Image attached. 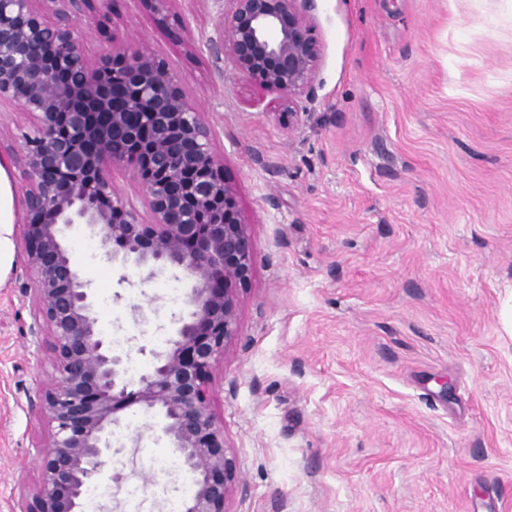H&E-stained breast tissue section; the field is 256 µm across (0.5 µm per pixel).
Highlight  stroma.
<instances>
[{
	"instance_id": "obj_1",
	"label": "stroma",
	"mask_w": 512,
	"mask_h": 512,
	"mask_svg": "<svg viewBox=\"0 0 512 512\" xmlns=\"http://www.w3.org/2000/svg\"><path fill=\"white\" fill-rule=\"evenodd\" d=\"M172 11L175 33L112 0L86 48L137 38L176 71L251 237L211 384L240 478L228 512H512V0H316V98L290 128L276 93L217 69L218 0ZM75 258L102 334L140 359L174 307L102 249ZM22 265L0 279V512L39 479L34 403L56 377ZM125 422L112 512L177 455L162 415Z\"/></svg>"
}]
</instances>
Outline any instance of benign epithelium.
<instances>
[{"instance_id": "benign-epithelium-1", "label": "benign epithelium", "mask_w": 512, "mask_h": 512, "mask_svg": "<svg viewBox=\"0 0 512 512\" xmlns=\"http://www.w3.org/2000/svg\"><path fill=\"white\" fill-rule=\"evenodd\" d=\"M112 0H0V107L29 115L21 147L0 142V164L26 181L24 274L38 308L29 335L46 348L57 378L38 395L49 440L36 448L37 483L17 512H82L84 487L112 456L119 413L158 410L164 434L195 475L183 512H226L239 481L211 412L208 383L237 333V286L252 271V248L224 156L176 73L146 45L112 44L91 56L92 23ZM209 50L216 59L280 95L279 122L298 121L299 100L314 96L322 45L315 0H227ZM121 167L142 188L145 212L112 181ZM85 225L106 261L193 281L172 316L166 348L138 380L98 330L93 294L63 240Z\"/></svg>"}]
</instances>
